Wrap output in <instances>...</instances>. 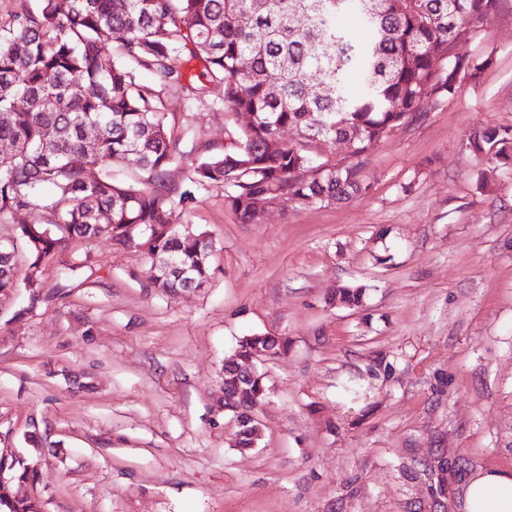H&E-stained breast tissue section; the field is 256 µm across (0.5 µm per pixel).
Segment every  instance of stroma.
<instances>
[{
	"mask_svg": "<svg viewBox=\"0 0 512 512\" xmlns=\"http://www.w3.org/2000/svg\"><path fill=\"white\" fill-rule=\"evenodd\" d=\"M459 55L480 77L374 145L363 194L242 223L203 192L211 276L165 294L150 259L66 244L40 291L0 296V455L36 466L41 512H457L469 471L512 470V168L477 186L469 135L512 126V0ZM176 150L231 148L223 112L164 99ZM360 285L362 306L328 302ZM259 363L263 437L235 444L224 360ZM288 348V342L286 340H282L276 336H270L268 334H253L251 336H246L243 338V340L240 341L239 348L237 352L230 358H227L224 360V392L227 393L229 396L233 397L236 393V380L237 379H244L245 381L249 380V377L254 374L255 368H249L244 369L240 368V371H242L243 375L241 376L238 371V364L235 360L239 361L240 357L236 356L235 360L233 359L235 355L241 353L242 355H248L252 354L249 359L250 361H258L262 362L265 361V356L254 353L255 351H262L265 352V354L271 355V356H277L281 352L286 351ZM265 376L264 374H260L257 371L255 372V376L253 379V385L251 386V389L254 391V393H261L254 395L251 391L250 399L255 400V409H258V407L261 405V402L267 392V387L264 380Z\"/></svg>",
	"mask_w": 512,
	"mask_h": 512,
	"instance_id": "stroma-1",
	"label": "stroma"
}]
</instances>
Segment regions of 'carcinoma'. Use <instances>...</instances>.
Instances as JSON below:
<instances>
[{
    "mask_svg": "<svg viewBox=\"0 0 512 512\" xmlns=\"http://www.w3.org/2000/svg\"><path fill=\"white\" fill-rule=\"evenodd\" d=\"M498 0H35L0 23V224L19 225L26 251L0 244V290L42 287V274L73 239L106 236L144 252L156 266L154 287L177 292L209 278L212 241L183 236L176 217L202 192L224 190V205L244 223L255 201L280 198L333 205L365 189L373 142L424 115L425 99L455 94L490 64L450 55L478 38ZM250 21L243 24L240 18ZM351 16L370 33L358 41L339 23ZM249 61L246 68L242 60ZM201 64L197 84L184 62ZM325 85L315 95L311 85ZM170 91L249 115L231 150L209 151L181 166L167 124ZM293 129L299 140L286 142ZM53 136L47 137V131ZM346 146L349 163L327 149ZM489 168L512 167V127H487L469 138ZM315 176L299 181L297 169ZM95 169V179L87 172ZM108 220L102 222L100 215ZM137 225L129 238L126 227ZM365 290L342 286L348 307ZM288 342L268 334L240 341L243 355L277 356ZM241 378L224 360V392L239 406ZM252 427L237 434L242 451L258 446ZM0 512H40L34 499L0 495Z\"/></svg>",
    "mask_w": 512,
    "mask_h": 512,
    "instance_id": "carcinoma-1",
    "label": "carcinoma"
}]
</instances>
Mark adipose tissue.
<instances>
[{
    "instance_id": "1",
    "label": "adipose tissue",
    "mask_w": 512,
    "mask_h": 512,
    "mask_svg": "<svg viewBox=\"0 0 512 512\" xmlns=\"http://www.w3.org/2000/svg\"><path fill=\"white\" fill-rule=\"evenodd\" d=\"M459 512H512V470L471 471L456 488Z\"/></svg>"
}]
</instances>
